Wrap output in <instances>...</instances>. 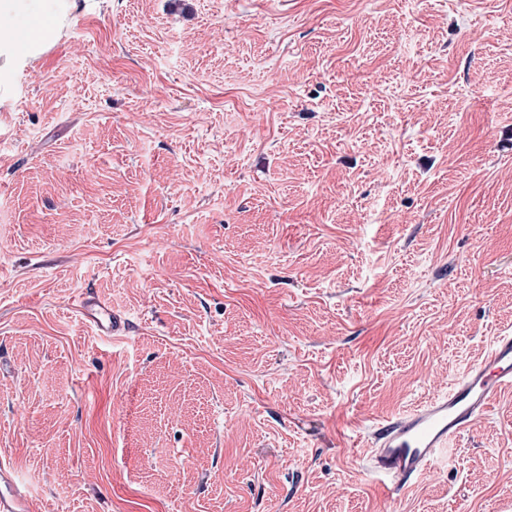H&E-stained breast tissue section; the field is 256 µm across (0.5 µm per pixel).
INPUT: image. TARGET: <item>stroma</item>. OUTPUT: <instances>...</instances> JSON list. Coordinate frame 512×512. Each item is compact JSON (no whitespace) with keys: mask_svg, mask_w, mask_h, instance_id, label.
Segmentation results:
<instances>
[{"mask_svg":"<svg viewBox=\"0 0 512 512\" xmlns=\"http://www.w3.org/2000/svg\"><path fill=\"white\" fill-rule=\"evenodd\" d=\"M0 107V448L32 512H512V0H98ZM129 324L106 338L73 298ZM511 388L512 336H498L448 393L376 424L371 471L393 485L411 482L487 413L493 397Z\"/></svg>","mask_w":512,"mask_h":512,"instance_id":"35a3bbf8","label":"stroma"}]
</instances>
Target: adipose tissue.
Masks as SVG:
<instances>
[{
  "mask_svg": "<svg viewBox=\"0 0 512 512\" xmlns=\"http://www.w3.org/2000/svg\"><path fill=\"white\" fill-rule=\"evenodd\" d=\"M91 0H0V106L13 104L16 81Z\"/></svg>",
  "mask_w": 512,
  "mask_h": 512,
  "instance_id": "adipose-tissue-1",
  "label": "adipose tissue"
}]
</instances>
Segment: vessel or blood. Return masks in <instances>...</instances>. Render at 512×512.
Here are the masks:
<instances>
[{
  "label": "vessel or blood",
  "instance_id": "b4317fda",
  "mask_svg": "<svg viewBox=\"0 0 512 512\" xmlns=\"http://www.w3.org/2000/svg\"><path fill=\"white\" fill-rule=\"evenodd\" d=\"M76 308L98 335L126 332L125 320L113 314L94 291L77 295ZM512 388V336L497 337L484 357L471 365L447 393L409 412L379 421L373 432L368 463L372 472L392 484L411 482L438 454L488 411L491 400ZM0 512H29L26 488L5 454L0 453Z\"/></svg>",
  "mask_w": 512,
  "mask_h": 512
}]
</instances>
